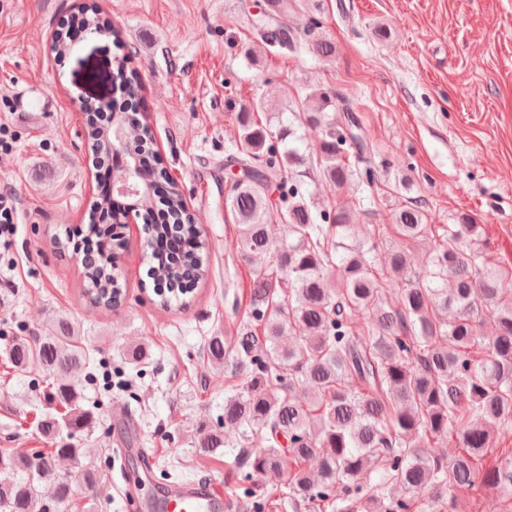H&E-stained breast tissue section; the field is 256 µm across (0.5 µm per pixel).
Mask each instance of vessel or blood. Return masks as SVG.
<instances>
[{
  "label": "vessel or blood",
  "mask_w": 512,
  "mask_h": 512,
  "mask_svg": "<svg viewBox=\"0 0 512 512\" xmlns=\"http://www.w3.org/2000/svg\"><path fill=\"white\" fill-rule=\"evenodd\" d=\"M142 485H134L125 495L135 512H225L228 501L215 484L194 481L169 486L144 496Z\"/></svg>",
  "instance_id": "obj_1"
}]
</instances>
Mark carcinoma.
I'll return each mask as SVG.
<instances>
[{
  "mask_svg": "<svg viewBox=\"0 0 512 512\" xmlns=\"http://www.w3.org/2000/svg\"><path fill=\"white\" fill-rule=\"evenodd\" d=\"M302 0H268L252 25L262 44L277 52L302 49L321 58L334 43L295 33L288 17ZM112 117L133 122L137 94ZM103 103L86 117L90 143L104 149L94 121ZM291 117L270 114L258 122L251 112L238 116V135L227 149L241 167L225 205L238 224L244 256L259 261L251 288V317L256 328L244 331L231 376L246 381L224 398V421L243 427L241 448L246 465L263 478L281 480V502L294 512H413V494L432 493L431 508L443 512L442 492L455 488H512V448H502L501 433L512 425V270L492 265L481 239V225L464 219L434 228L423 221L421 207L410 204L395 213L396 233L407 241H432L429 269H411L396 249L385 271L401 281L400 300L386 304L380 288L375 246L352 239L351 211L342 203L316 210L297 180L300 169L315 171L338 191H372L378 184L373 148L358 116L341 109L332 96L314 89L290 108ZM321 130L320 152H301L298 127ZM140 159L150 187L166 180L153 164L154 141L143 129ZM278 184L282 207L270 205L268 188ZM140 213L154 302L168 309L185 307L186 296L208 278L209 260L201 240L202 225L176 191L160 200L163 222H154V202L130 195ZM288 236H276L273 216ZM85 252L80 277L89 305L110 310L125 295L112 254L125 239L109 237L101 226H84ZM361 315L364 321H355ZM216 366L226 360L224 339L206 346ZM123 355L132 363L150 356L149 346L130 343ZM16 368L38 370L51 381L49 399L64 408L46 413L39 432L54 441L47 453L13 448L0 453V512H33L40 486L52 485L57 502L70 501L73 482L93 489L101 474L91 468L72 480L58 463L76 464L88 449L73 443L93 428L78 391L92 361L72 323L57 319L45 336L15 339L5 349ZM308 386L303 397L295 384ZM444 438L453 452L429 459L422 448ZM218 428L199 434L196 448L205 456L224 451ZM318 460V479L306 463ZM388 484L403 494L387 498ZM252 512H265L257 490L242 486Z\"/></svg>",
  "mask_w": 512,
  "mask_h": 512,
  "instance_id": "carcinoma-1",
  "label": "carcinoma"
}]
</instances>
